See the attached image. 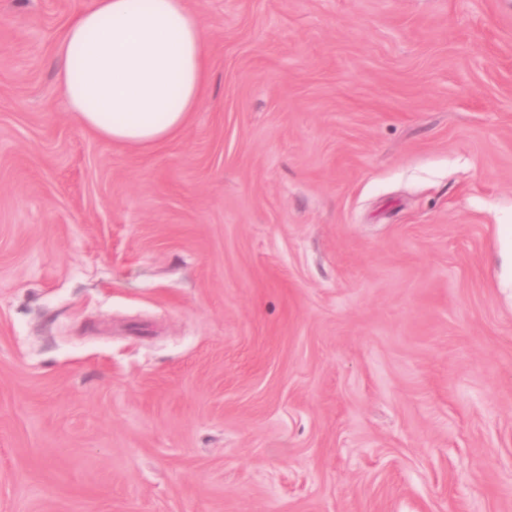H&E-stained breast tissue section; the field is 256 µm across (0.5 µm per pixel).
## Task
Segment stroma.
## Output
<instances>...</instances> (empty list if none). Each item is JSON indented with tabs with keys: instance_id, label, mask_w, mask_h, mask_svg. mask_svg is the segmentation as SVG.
I'll return each instance as SVG.
<instances>
[{
	"instance_id": "stroma-1",
	"label": "stroma",
	"mask_w": 512,
	"mask_h": 512,
	"mask_svg": "<svg viewBox=\"0 0 512 512\" xmlns=\"http://www.w3.org/2000/svg\"><path fill=\"white\" fill-rule=\"evenodd\" d=\"M80 2L0 0V512H512V0H188L148 150ZM56 59L73 118L132 148L172 139L208 81L206 33L187 0H91L72 13Z\"/></svg>"
}]
</instances>
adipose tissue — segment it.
Here are the masks:
<instances>
[{"instance_id":"obj_1","label":"adipose tissue","mask_w":512,"mask_h":512,"mask_svg":"<svg viewBox=\"0 0 512 512\" xmlns=\"http://www.w3.org/2000/svg\"><path fill=\"white\" fill-rule=\"evenodd\" d=\"M73 118L118 145L172 139L204 100L207 37L187 0H90L56 47Z\"/></svg>"}]
</instances>
